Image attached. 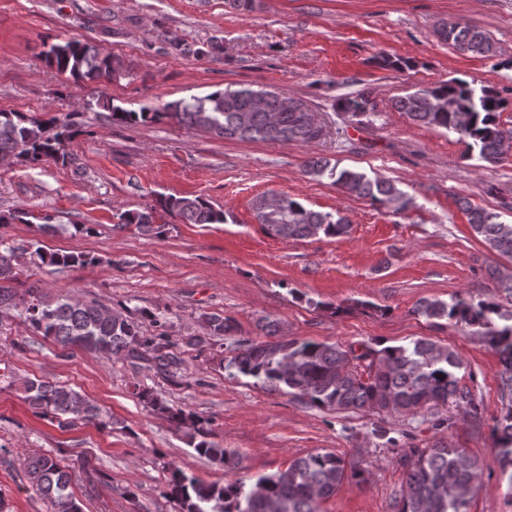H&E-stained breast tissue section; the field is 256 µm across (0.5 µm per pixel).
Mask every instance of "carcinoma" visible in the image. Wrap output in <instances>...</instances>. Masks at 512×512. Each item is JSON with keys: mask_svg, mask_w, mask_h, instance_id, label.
I'll use <instances>...</instances> for the list:
<instances>
[{"mask_svg": "<svg viewBox=\"0 0 512 512\" xmlns=\"http://www.w3.org/2000/svg\"><path fill=\"white\" fill-rule=\"evenodd\" d=\"M440 41L456 50L495 58L497 51L491 36L468 24L442 25ZM45 63L74 82L110 81L122 63L104 54L94 44L80 40L52 43L43 53ZM393 109L405 113L413 122L453 132L464 140L467 150L488 164L503 159L502 142L512 138V127L500 121L505 103L495 90L475 89L462 79L417 90L391 100ZM369 92L336 101V108L353 117L376 110ZM114 122L136 123L162 117L173 118L189 127L210 132L227 140L247 142H304L323 136V127L298 101L266 89L227 86L203 97H192L167 104L164 111L151 112L111 108ZM79 130L67 117L27 115L0 110V160L15 159L23 164L53 160L67 164L68 145ZM305 171L316 178H327L343 193L366 198L372 204L394 211L408 209L411 200L389 180L371 177L356 168H340L321 156L305 161ZM163 211L186 224H225L227 215L207 200L195 196H168L161 201ZM258 223L271 235L283 240H302L317 235L337 238L348 233L346 217L306 208L288 195H259L252 202ZM469 224L485 245L498 255L512 259V221L504 222L498 213L465 204ZM18 220L31 224L37 220L51 233L58 225L49 216L25 213L0 214V224ZM130 225L143 234L159 237L165 225L156 223V209L125 211L115 229ZM18 248H0V279L12 277ZM35 254L50 265L69 267L88 265V255ZM512 297V276L497 278L496 293L475 300L456 294L449 301L423 299L413 313L427 319L445 320L482 337L512 371V314L501 311L499 294ZM26 320L42 336L63 348L77 347L106 357L125 360L137 369L146 364L160 374L181 364L180 358L160 333L146 336L141 325L118 310L83 303L70 296L55 299L36 289L28 291ZM206 335L192 336L188 344L201 346L215 338L238 332L230 316L202 314ZM259 328L269 340L237 341L226 366L236 374L254 379V384L286 395L310 407L336 412L368 411L406 416L423 409L432 412L436 431L425 447L408 444L399 458L406 470L394 512H468V503L477 487L481 466L478 459L456 448L440 435L447 418L441 409L453 405L477 425L483 409L472 392L459 385L463 363L447 346L427 338L405 344L377 346L362 344L343 347L337 343L298 342L285 336L280 323L264 318ZM25 401L41 416L52 421L82 419L106 425L98 406L72 388L40 379L24 382ZM151 411L166 416L178 428H186L189 444L195 452L224 466L227 472L240 468V455L206 440L205 421L194 414L174 408L146 389L138 392ZM501 398L508 400L507 410L493 427V437L503 466L512 465V376L503 380ZM26 478L35 491L47 500L52 512H82L71 490L70 466L50 455L29 458L24 467ZM368 468L360 459L346 460L334 452L318 451L294 460L288 469L258 477L254 483L231 481L205 483L179 468L171 471L169 485L180 512H322V502L346 481L365 484Z\"/></svg>", "mask_w": 512, "mask_h": 512, "instance_id": "1", "label": "carcinoma"}]
</instances>
